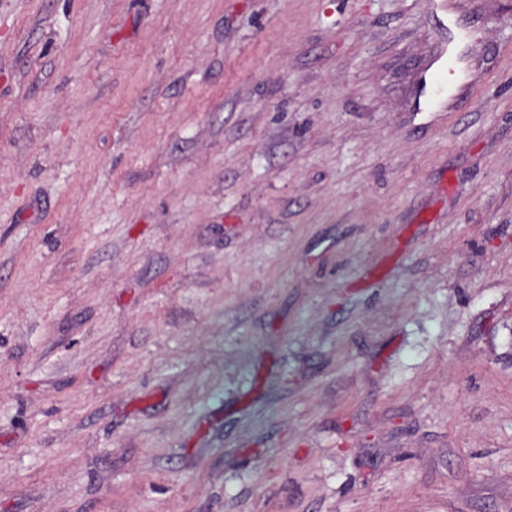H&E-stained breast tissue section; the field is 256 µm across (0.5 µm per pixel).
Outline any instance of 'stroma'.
<instances>
[{
  "mask_svg": "<svg viewBox=\"0 0 512 512\" xmlns=\"http://www.w3.org/2000/svg\"><path fill=\"white\" fill-rule=\"evenodd\" d=\"M434 3L0 0V512H512V0Z\"/></svg>",
  "mask_w": 512,
  "mask_h": 512,
  "instance_id": "35a3bbf8",
  "label": "stroma"
}]
</instances>
